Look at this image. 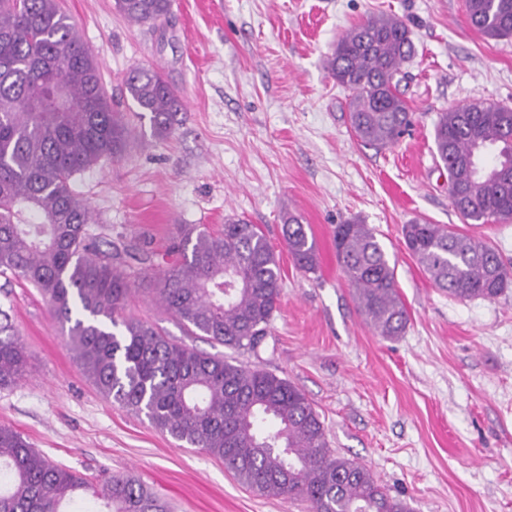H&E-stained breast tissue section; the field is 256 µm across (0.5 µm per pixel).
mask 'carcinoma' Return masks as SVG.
I'll return each mask as SVG.
<instances>
[{
  "instance_id": "carcinoma-1",
  "label": "carcinoma",
  "mask_w": 512,
  "mask_h": 512,
  "mask_svg": "<svg viewBox=\"0 0 512 512\" xmlns=\"http://www.w3.org/2000/svg\"><path fill=\"white\" fill-rule=\"evenodd\" d=\"M173 0H115L129 22L155 28ZM469 23L491 38L512 37V0H466ZM414 53L407 25L373 15L336 44L327 69L351 91L349 121L365 145L392 146L412 123L400 91ZM149 120L152 137L175 130L180 101L160 70L135 67L122 81ZM132 132L112 106L100 65L59 0H0V275L36 288L67 336L84 375L107 399L147 418L177 442L224 462L262 497L302 499L311 512H411L359 462L328 448L324 424L291 381L232 356L174 340L125 314L145 285L187 335L257 352L281 297V267L264 231L227 216L219 231L177 224L161 268L155 253L90 234L93 215L72 188L103 159L123 157ZM433 141L448 170L451 204L463 221L512 222V108L461 105L438 113ZM404 244L434 284L456 299H494L512 283L492 246L445 224L403 225ZM294 264L319 268L306 225L283 217ZM336 258L359 313L383 338L404 330L407 313L375 228L336 225ZM24 372V350L0 309V388ZM170 512L135 478L92 482L47 459L16 430L0 426V512Z\"/></svg>"
}]
</instances>
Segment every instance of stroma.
Masks as SVG:
<instances>
[{
    "label": "stroma",
    "mask_w": 512,
    "mask_h": 512,
    "mask_svg": "<svg viewBox=\"0 0 512 512\" xmlns=\"http://www.w3.org/2000/svg\"><path fill=\"white\" fill-rule=\"evenodd\" d=\"M61 3L118 111L136 110L122 94L134 67L162 71L182 103L170 138L137 127L123 159L76 176L91 232L160 252L177 224L218 229L236 214L260 225L280 258L281 300L259 351L238 360L299 387L333 453L365 465L414 512H512V285L491 300L450 298L402 237L414 220L450 224L512 269V223H462L433 142L439 112L512 107V38L472 28L466 0H174L156 29L127 21L115 0ZM382 13L408 25L416 53L401 72L412 125L379 150L353 136L349 92L326 59L348 29ZM287 211L316 239L317 273L288 254ZM353 217L376 229L395 266L408 323L390 340L366 324L337 263L333 231ZM0 309L26 358L23 378L0 389V425L55 463L133 475L172 512H309L306 501L252 493L221 461L100 395L36 288L0 275ZM126 312L213 350L145 289Z\"/></svg>",
    "instance_id": "1"
}]
</instances>
